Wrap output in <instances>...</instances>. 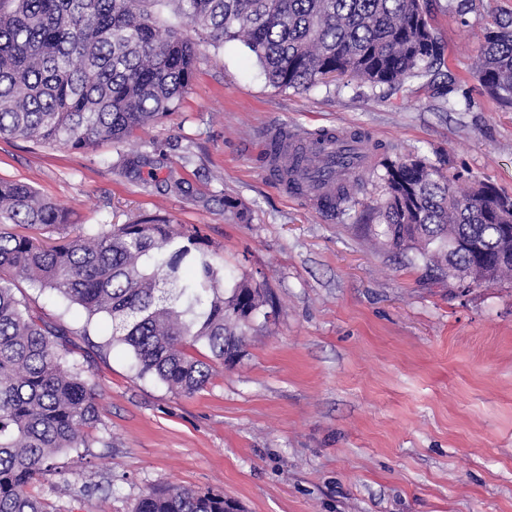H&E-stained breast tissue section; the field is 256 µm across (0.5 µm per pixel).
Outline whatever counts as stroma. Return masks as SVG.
Instances as JSON below:
<instances>
[{
  "mask_svg": "<svg viewBox=\"0 0 512 512\" xmlns=\"http://www.w3.org/2000/svg\"><path fill=\"white\" fill-rule=\"evenodd\" d=\"M449 3L428 0L440 74L397 89L345 78L284 90L242 43H204L189 93L127 140L82 151L0 139V178L29 183L71 223L164 210L277 307L236 364L178 395L138 377L124 348L92 347L80 310L24 288L31 309L70 328L66 359L102 409L90 446L31 488L55 512H132L171 485L242 512H512V282L456 287L361 231L379 221V172L409 154L512 195V106L473 74L484 27L512 0H473L464 15ZM275 124L362 131L382 149L331 214L267 178ZM133 154L152 176L122 168Z\"/></svg>",
  "mask_w": 512,
  "mask_h": 512,
  "instance_id": "obj_1",
  "label": "stroma"
}]
</instances>
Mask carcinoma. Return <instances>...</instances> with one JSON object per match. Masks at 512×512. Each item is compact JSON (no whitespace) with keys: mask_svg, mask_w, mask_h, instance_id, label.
<instances>
[{"mask_svg":"<svg viewBox=\"0 0 512 512\" xmlns=\"http://www.w3.org/2000/svg\"><path fill=\"white\" fill-rule=\"evenodd\" d=\"M166 7L177 23L160 21ZM208 32L215 47L241 41L268 81L307 90L327 76L395 87L438 69L441 48L424 0H0V138L75 150L117 142L175 109L199 54L183 27ZM475 71L484 93L512 105V16L484 29ZM382 223L370 235L391 251H413L452 280L475 263L486 284L512 275L500 263L499 225L512 198L448 177L419 156L381 176ZM53 230L48 245L12 231ZM66 210L29 184L0 180V512H54L30 487L57 473L58 458L90 445L101 421L98 395L67 365L61 324L33 316L17 295L26 282L80 308L97 345L127 349L137 375L177 394L202 390L209 359L233 365L266 289L230 274L196 230L161 213L72 233ZM484 241L483 260L455 245ZM201 344L211 354L195 355ZM133 512H239L219 495L187 487L151 489Z\"/></svg>","mask_w":512,"mask_h":512,"instance_id":"1","label":"carcinoma"}]
</instances>
